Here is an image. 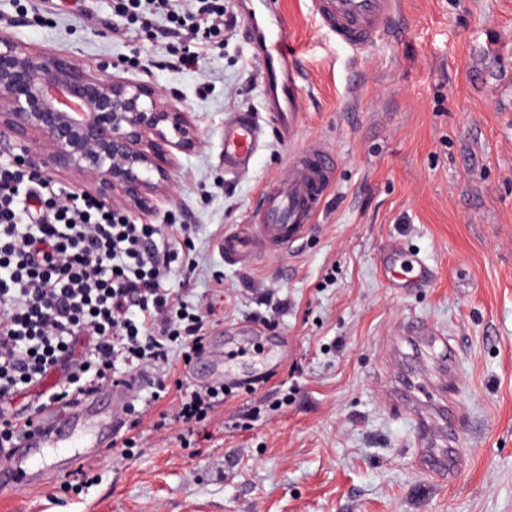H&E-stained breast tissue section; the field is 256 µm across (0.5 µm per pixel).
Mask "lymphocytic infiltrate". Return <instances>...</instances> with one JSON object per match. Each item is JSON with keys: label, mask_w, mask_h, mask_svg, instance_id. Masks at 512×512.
<instances>
[{"label": "lymphocytic infiltrate", "mask_w": 512, "mask_h": 512, "mask_svg": "<svg viewBox=\"0 0 512 512\" xmlns=\"http://www.w3.org/2000/svg\"><path fill=\"white\" fill-rule=\"evenodd\" d=\"M112 13L145 33L166 19V49L185 67L220 47L229 24L224 0H112ZM174 230L158 243L157 225L0 162V452L43 404L121 376L145 378L148 397L125 410L145 416L163 389L149 373L168 364L172 345L188 359L201 352L213 310L167 285L186 227ZM223 402V385L194 389L176 417L189 427Z\"/></svg>", "instance_id": "lymphocytic-infiltrate-1"}]
</instances>
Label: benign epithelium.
Returning <instances> with one entry per match:
<instances>
[{
	"label": "benign epithelium",
	"mask_w": 512,
	"mask_h": 512,
	"mask_svg": "<svg viewBox=\"0 0 512 512\" xmlns=\"http://www.w3.org/2000/svg\"><path fill=\"white\" fill-rule=\"evenodd\" d=\"M0 140L40 176H73L99 201L148 209L177 152L199 133L151 83L91 73L74 58L0 32Z\"/></svg>",
	"instance_id": "1"
}]
</instances>
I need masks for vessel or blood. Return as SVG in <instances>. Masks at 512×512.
<instances>
[{"label": "vessel or blood", "instance_id": "b4317fda", "mask_svg": "<svg viewBox=\"0 0 512 512\" xmlns=\"http://www.w3.org/2000/svg\"><path fill=\"white\" fill-rule=\"evenodd\" d=\"M401 0H311V11L321 26L355 57H363L385 36L396 33ZM244 24L262 81L265 121L238 116L224 124V169L234 175L249 174L262 146L263 125L271 123L282 137L295 141L301 115V74L294 64L295 48L288 25L268 0ZM335 157L318 141L302 146L289 160L285 177L273 178L259 190L250 216V228L225 235L222 244L228 263L250 265L262 251L279 253L303 241L322 209L333 184ZM397 250H390L384 264L393 280L404 285L422 282L431 269L420 256L398 265ZM142 380L125 376L76 397L68 410L49 406L35 417V427L15 449L7 467L0 468V490L18 491L33 478L50 479L101 458L123 419V407L139 393ZM438 396L411 402L421 443V466L429 475H454L460 469L457 456L444 450L441 432L432 417L443 408Z\"/></svg>", "mask_w": 512, "mask_h": 512}]
</instances>
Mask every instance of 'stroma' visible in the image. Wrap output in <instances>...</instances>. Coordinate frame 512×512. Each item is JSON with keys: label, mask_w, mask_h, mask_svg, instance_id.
I'll list each match as a JSON object with an SVG mask.
<instances>
[{"label": "stroma", "mask_w": 512, "mask_h": 512, "mask_svg": "<svg viewBox=\"0 0 512 512\" xmlns=\"http://www.w3.org/2000/svg\"><path fill=\"white\" fill-rule=\"evenodd\" d=\"M309 4L275 0L302 69L299 141L265 125L252 171L232 176L224 122L261 109L243 27L184 68L155 39L119 31L112 0L65 11L0 0L15 38L92 72L123 62L122 77L189 108L199 146L177 154L154 209L128 214L187 225L194 245L169 285L207 297L208 339L229 371L223 405L185 439L160 414L198 386L200 362L171 352L170 391L139 423V447L92 462L77 489L60 477L0 493V512H512V0H402L399 35L356 61ZM135 45L146 68L127 63ZM316 140L337 164L310 235L225 264L224 236L247 228L260 186ZM394 245L423 255L434 280L393 287L380 262ZM260 289L282 309L258 304ZM411 322L459 344L465 467L451 480L418 469L414 421L388 397L403 366L425 386L445 381L439 354L392 356Z\"/></svg>", "instance_id": "stroma-1"}]
</instances>
